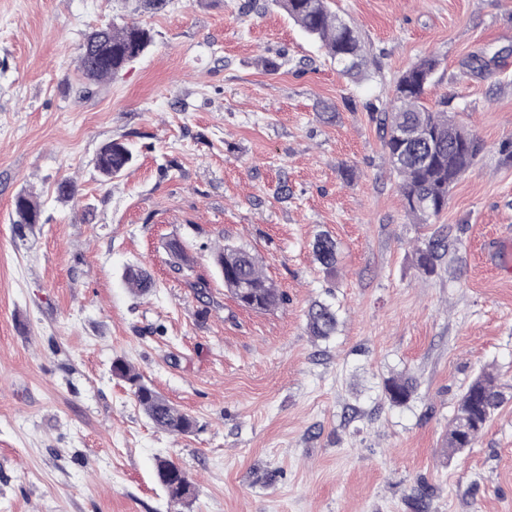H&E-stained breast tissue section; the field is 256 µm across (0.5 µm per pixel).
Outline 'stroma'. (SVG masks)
<instances>
[{
  "label": "stroma",
  "instance_id": "35a3bbf8",
  "mask_svg": "<svg viewBox=\"0 0 512 512\" xmlns=\"http://www.w3.org/2000/svg\"><path fill=\"white\" fill-rule=\"evenodd\" d=\"M246 2L0 0V512H176L160 457L190 476V512H512V400L474 448L444 452L470 381L512 384V0H331L369 51L357 80L275 0ZM131 23L152 46L86 86V37ZM278 55L277 72L259 66ZM428 56V106L447 100L487 149L418 224L365 104ZM111 141L136 159L106 181ZM22 192L40 221L21 237ZM322 232L331 275L312 252ZM439 235L457 246L423 274L416 251ZM173 238L191 270L175 271ZM226 244L286 303L239 307L211 263ZM133 265L150 292L128 288ZM322 298L341 314L326 341L306 328ZM118 357L192 434L151 424ZM401 374L416 390L398 406L384 385ZM316 260L326 273H333L338 262L336 241L327 233H320L312 244Z\"/></svg>",
  "mask_w": 512,
  "mask_h": 512
}]
</instances>
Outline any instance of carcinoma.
Returning a JSON list of instances; mask_svg holds the SVG:
<instances>
[{
    "mask_svg": "<svg viewBox=\"0 0 512 512\" xmlns=\"http://www.w3.org/2000/svg\"><path fill=\"white\" fill-rule=\"evenodd\" d=\"M276 3L305 35L321 44L343 74L352 78L363 75L368 62L367 50L356 28L331 11L327 0H276ZM152 42L150 30L137 24L99 28L82 46L80 70L87 80L99 83L143 55ZM435 68L433 58L417 61L397 79L389 106L380 109L371 102L366 104L381 131L388 160L401 179L405 209L419 224H428L440 215L448 206L452 186L474 166L486 149L485 142L477 134L459 125L449 115L444 109L446 102H440L436 109L426 105L425 96ZM132 162V151L113 141L100 151L96 168L105 180L110 181L128 170ZM15 211L18 216L15 231L22 237L24 230L39 222V207L29 196L20 194L15 200ZM449 247L448 238H431L425 248L417 250L418 268L425 274L434 273L437 261ZM312 249L325 272L336 270L337 245L329 234H318ZM213 261L224 279V286L240 306L267 311L284 301L283 293L262 274L257 257L250 251L226 245L214 254ZM124 279L139 294L152 288L150 276L138 266L127 267ZM306 322L311 336L328 339L336 333L338 310L328 301H316L307 311ZM112 373L130 384L137 404L157 429L178 435L193 431L194 420L146 384L127 361L115 359ZM385 391L391 403L403 405L415 392V382L409 376L393 377L387 380ZM504 401L502 384L491 373L481 371L458 401L448 425L447 452L454 454L473 447ZM174 467L176 463L170 459H157V476L171 502L188 505L194 489L177 485L167 478V471Z\"/></svg>",
    "mask_w": 512,
    "mask_h": 512,
    "instance_id": "cac0c4a2",
    "label": "carcinoma"
}]
</instances>
